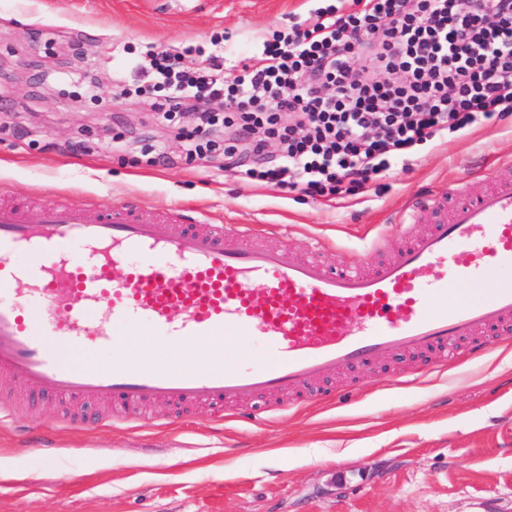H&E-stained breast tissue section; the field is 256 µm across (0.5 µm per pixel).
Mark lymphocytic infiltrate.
<instances>
[{
	"label": "lymphocytic infiltrate",
	"mask_w": 512,
	"mask_h": 512,
	"mask_svg": "<svg viewBox=\"0 0 512 512\" xmlns=\"http://www.w3.org/2000/svg\"><path fill=\"white\" fill-rule=\"evenodd\" d=\"M309 9L241 74L155 49L132 61L187 154L278 186H360L435 137L512 115V0H353ZM279 144L269 154L270 141Z\"/></svg>",
	"instance_id": "lymphocytic-infiltrate-1"
}]
</instances>
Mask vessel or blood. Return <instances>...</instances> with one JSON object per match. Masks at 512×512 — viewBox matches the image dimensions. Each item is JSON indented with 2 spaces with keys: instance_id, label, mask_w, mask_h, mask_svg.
I'll return each mask as SVG.
<instances>
[{
  "instance_id": "obj_1",
  "label": "vessel or blood",
  "mask_w": 512,
  "mask_h": 512,
  "mask_svg": "<svg viewBox=\"0 0 512 512\" xmlns=\"http://www.w3.org/2000/svg\"><path fill=\"white\" fill-rule=\"evenodd\" d=\"M434 204L449 211L426 233L335 270L318 242L309 258L254 244L258 225L0 202V384L95 406L90 422L109 425L160 403L220 412L269 394L294 407L322 377L511 343L512 168L477 197L451 188ZM133 330L168 358L130 354ZM234 336L259 337L260 359L240 360Z\"/></svg>"
}]
</instances>
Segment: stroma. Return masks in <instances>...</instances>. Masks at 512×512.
Wrapping results in <instances>:
<instances>
[{
    "mask_svg": "<svg viewBox=\"0 0 512 512\" xmlns=\"http://www.w3.org/2000/svg\"><path fill=\"white\" fill-rule=\"evenodd\" d=\"M309 0H0V189L39 204L69 195L176 207L182 221L280 226L295 254L326 240L340 266L378 224L425 231L413 204L458 182L467 196L512 160V115L419 146L336 194L238 177L223 156H187L174 125L119 81L146 44L241 66ZM94 82L97 96L84 90ZM164 158H157V150ZM338 399L261 420L211 410L161 423L67 425L55 398L0 425V512H512V345L484 357H411L330 379ZM51 436L21 454L17 427Z\"/></svg>",
    "mask_w": 512,
    "mask_h": 512,
    "instance_id": "1",
    "label": "stroma"
}]
</instances>
